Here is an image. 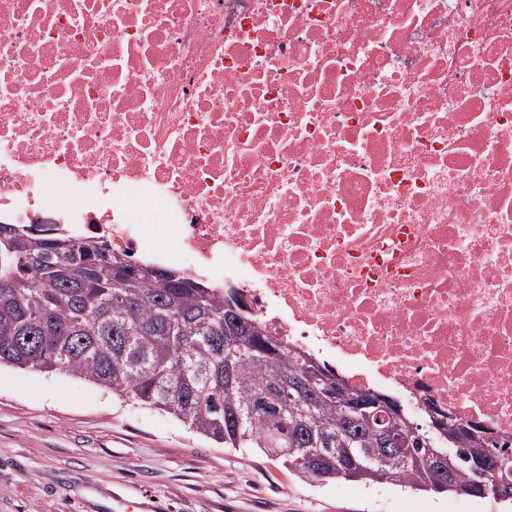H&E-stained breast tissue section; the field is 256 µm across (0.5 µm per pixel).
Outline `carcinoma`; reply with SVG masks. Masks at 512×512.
Segmentation results:
<instances>
[{
  "instance_id": "obj_1",
  "label": "carcinoma",
  "mask_w": 512,
  "mask_h": 512,
  "mask_svg": "<svg viewBox=\"0 0 512 512\" xmlns=\"http://www.w3.org/2000/svg\"><path fill=\"white\" fill-rule=\"evenodd\" d=\"M4 227L11 235L0 240V365L73 374L226 448H257L307 481L457 495L474 479L471 459L499 450L461 423L467 440L446 462L447 483L434 480L431 454L447 444L422 431L401 456L380 462L369 426L351 424L336 399L307 400L289 385L311 377L313 355L278 343L259 322L250 342L235 348L232 373L224 371V314L239 308L233 296L177 269H169L174 283L149 278L139 273L149 264L109 261L107 244L66 235L38 238L33 261V236ZM258 398L270 410L252 416Z\"/></svg>"
}]
</instances>
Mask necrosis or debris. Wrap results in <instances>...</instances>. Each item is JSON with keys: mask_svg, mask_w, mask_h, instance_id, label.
Returning <instances> with one entry per match:
<instances>
[{"mask_svg": "<svg viewBox=\"0 0 512 512\" xmlns=\"http://www.w3.org/2000/svg\"><path fill=\"white\" fill-rule=\"evenodd\" d=\"M0 222L512 440V0H0Z\"/></svg>", "mask_w": 512, "mask_h": 512, "instance_id": "4bbe7bcc", "label": "necrosis or debris"}]
</instances>
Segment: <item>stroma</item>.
I'll return each mask as SVG.
<instances>
[{
    "label": "stroma",
    "instance_id": "obj_1",
    "mask_svg": "<svg viewBox=\"0 0 512 512\" xmlns=\"http://www.w3.org/2000/svg\"><path fill=\"white\" fill-rule=\"evenodd\" d=\"M504 512L499 501L310 483L85 379L0 367V512Z\"/></svg>",
    "mask_w": 512,
    "mask_h": 512
}]
</instances>
